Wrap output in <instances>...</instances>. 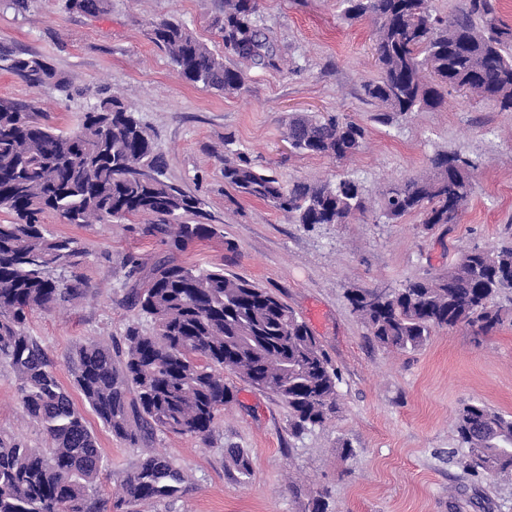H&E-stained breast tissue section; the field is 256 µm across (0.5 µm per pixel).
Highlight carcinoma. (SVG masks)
<instances>
[{"mask_svg": "<svg viewBox=\"0 0 512 512\" xmlns=\"http://www.w3.org/2000/svg\"><path fill=\"white\" fill-rule=\"evenodd\" d=\"M347 21L374 24L378 78L363 85L365 98L383 108L386 123L441 105V88L464 90L512 110V26L494 0H464L448 15L430 0H340ZM67 8L104 15L112 0H66ZM258 0H224L216 25L224 47L242 62L277 70V54L259 24ZM151 39L180 76L221 93L240 91L245 71L224 62L177 19L152 25ZM0 71L34 87L68 93L71 81L42 56L0 48ZM17 102L0 107V362L18 380V400L40 427L45 447L30 448L0 434V512H102L96 486L104 468L96 433L71 392L59 381L31 316L83 293L81 279L62 273L88 255L77 239L44 224L54 214L69 224L143 217L149 236L185 251L217 229L203 222L202 202L168 181L155 132L121 97L104 91L66 132L33 117ZM288 139L297 152L342 161L363 146L364 129L345 117L293 115ZM224 140V184L243 198L261 200L299 224H348L367 209L366 190L354 177L285 187L247 153ZM474 164L457 153H438L424 175L391 182L381 192L389 223L417 214L424 229L456 224L474 189ZM193 216L189 224L182 220ZM142 282L131 305L152 324L128 327L119 343H81L73 350V387L114 437L130 444L158 434L199 437L214 428L217 412L234 401L228 370L275 394L300 436L337 412L339 374L317 337L277 294L224 269L201 270L168 256L145 268L129 258ZM512 290V245L466 250L448 269L407 281L377 296H349L352 311L384 348L418 349L435 329L468 325L488 334L512 310L496 303ZM474 475L512 474V415L481 402L464 405L455 424ZM185 476L163 454L141 459L121 484L120 504L138 512L144 502L178 498Z\"/></svg>", "mask_w": 512, "mask_h": 512, "instance_id": "cac0c4a2", "label": "carcinoma"}]
</instances>
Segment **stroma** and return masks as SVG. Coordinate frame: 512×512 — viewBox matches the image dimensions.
Here are the masks:
<instances>
[{
	"mask_svg": "<svg viewBox=\"0 0 512 512\" xmlns=\"http://www.w3.org/2000/svg\"><path fill=\"white\" fill-rule=\"evenodd\" d=\"M223 13L222 0H112L111 12L99 16L67 10L65 0L0 7V45L45 57L78 91L69 98L0 71V99L32 105L35 118L71 130L97 90L118 92L154 129L168 180L202 199L218 230L176 260L271 289L309 325L341 375L337 413L299 437L275 395L230 373L224 381L237 400L204 439L161 435L132 446L88 415L105 464L98 482L104 512H117L126 473L153 453L182 469L186 492L143 512H311L318 495L328 512H512V476L465 473L454 430L459 410L473 401L512 415V320L486 336L461 325L436 330L421 349L387 350L348 301L349 292L397 289L448 268L461 251L512 240V112L451 89L439 108L375 121L377 108L362 95L378 75L373 24L342 20L337 0H259L280 70L248 69L244 90L233 94L185 82L152 42V23L180 19L220 55L224 35L214 20ZM306 112L362 125L363 148L341 162L295 152L285 124ZM228 137L283 184L352 176L372 196L388 182L428 172L435 153L459 152L475 165V192L459 223L432 231L415 214L388 224L371 211L348 224L309 227L225 186ZM45 222L88 252L77 268L84 293L30 320L67 385L76 343L120 340L135 322L149 329L127 299L137 281L127 259L164 256L168 248L145 235L143 218L92 228L51 214ZM17 384L0 364V433L43 447ZM346 444L351 454H343ZM233 448L250 457L249 477L239 474Z\"/></svg>",
	"mask_w": 512,
	"mask_h": 512,
	"instance_id": "35a3bbf8",
	"label": "stroma"
}]
</instances>
